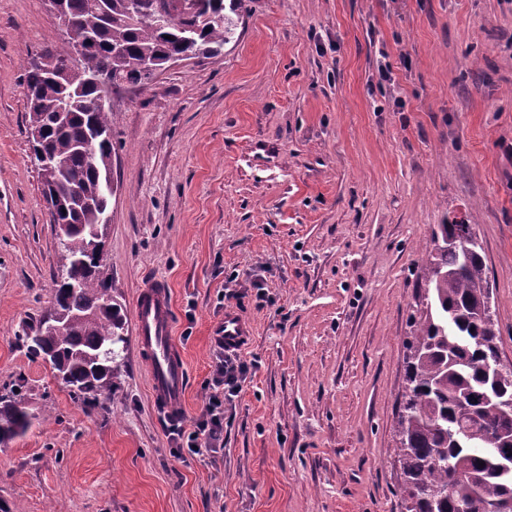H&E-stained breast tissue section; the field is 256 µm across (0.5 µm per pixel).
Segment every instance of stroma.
Masks as SVG:
<instances>
[{"label":"stroma","instance_id":"stroma-1","mask_svg":"<svg viewBox=\"0 0 512 512\" xmlns=\"http://www.w3.org/2000/svg\"><path fill=\"white\" fill-rule=\"evenodd\" d=\"M246 7L221 57L112 93L103 272L128 343L88 406L21 341L62 263L25 69L64 33L45 0H0V391L22 383L34 416L0 444L8 512H405L407 343L433 234L458 217L512 364V0ZM154 278L187 363L183 429L208 402L226 291L253 324L218 452L178 453L152 406L131 315Z\"/></svg>","mask_w":512,"mask_h":512}]
</instances>
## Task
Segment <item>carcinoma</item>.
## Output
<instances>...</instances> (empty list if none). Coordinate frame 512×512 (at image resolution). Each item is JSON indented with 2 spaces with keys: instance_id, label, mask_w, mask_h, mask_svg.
<instances>
[{
  "instance_id": "cac0c4a2",
  "label": "carcinoma",
  "mask_w": 512,
  "mask_h": 512,
  "mask_svg": "<svg viewBox=\"0 0 512 512\" xmlns=\"http://www.w3.org/2000/svg\"><path fill=\"white\" fill-rule=\"evenodd\" d=\"M90 41L78 53L67 40L44 50L27 70L28 129L43 133L57 165L39 168L50 223L63 226L64 263L53 275V309L25 332L30 355L49 362L71 395L94 405L112 392L125 314L103 276L102 245L109 208L103 182L112 166L109 111L94 105L100 84L147 88L142 70L175 55L210 58L236 35L246 0H198L195 10L174 0H57ZM97 164L86 144L93 132ZM451 224L438 225L426 264L427 297L412 340L406 394L395 452L403 471L406 512H480L496 502L512 512V439L495 402L512 397V366L495 374L476 323L490 288L477 247L468 258L448 247ZM31 415L13 387L0 395V444L21 436ZM467 428L466 435L458 431Z\"/></svg>"
}]
</instances>
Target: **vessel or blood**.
Returning <instances> with one entry per match:
<instances>
[{
  "instance_id": "vessel-or-blood-1",
  "label": "vessel or blood",
  "mask_w": 512,
  "mask_h": 512,
  "mask_svg": "<svg viewBox=\"0 0 512 512\" xmlns=\"http://www.w3.org/2000/svg\"><path fill=\"white\" fill-rule=\"evenodd\" d=\"M173 304L169 288L160 281L141 287L135 304L136 340L144 354L153 407L161 414L177 417L184 402L187 383L185 359L173 338ZM253 334L251 322L235 309L224 311L214 329L225 348L236 350Z\"/></svg>"
}]
</instances>
